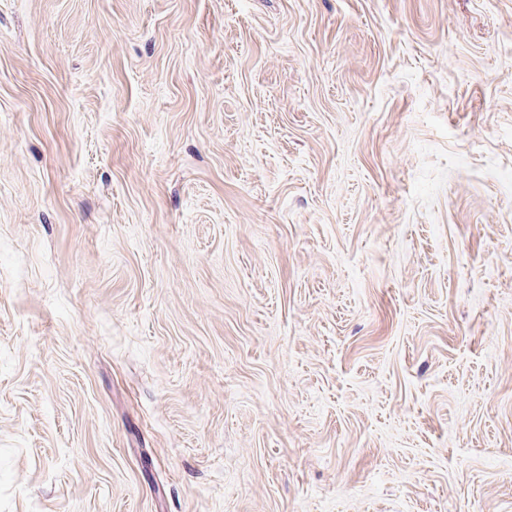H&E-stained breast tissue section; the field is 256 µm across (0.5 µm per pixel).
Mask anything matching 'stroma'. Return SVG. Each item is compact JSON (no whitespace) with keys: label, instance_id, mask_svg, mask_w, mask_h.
Listing matches in <instances>:
<instances>
[{"label":"stroma","instance_id":"35a3bbf8","mask_svg":"<svg viewBox=\"0 0 512 512\" xmlns=\"http://www.w3.org/2000/svg\"><path fill=\"white\" fill-rule=\"evenodd\" d=\"M0 512H512V0H0Z\"/></svg>","mask_w":512,"mask_h":512}]
</instances>
